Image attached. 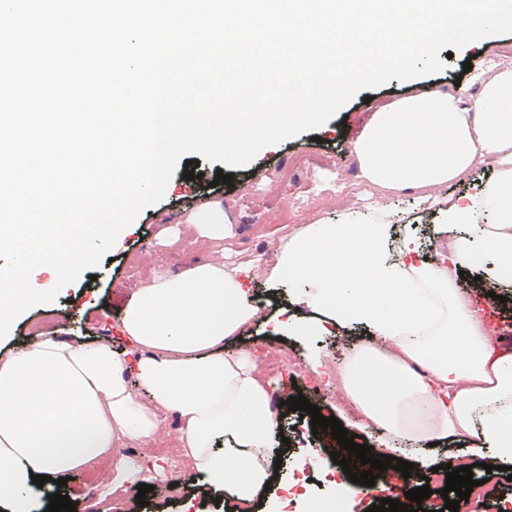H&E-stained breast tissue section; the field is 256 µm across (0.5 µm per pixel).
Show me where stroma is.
Listing matches in <instances>:
<instances>
[{
  "label": "stroma",
  "instance_id": "obj_1",
  "mask_svg": "<svg viewBox=\"0 0 512 512\" xmlns=\"http://www.w3.org/2000/svg\"><path fill=\"white\" fill-rule=\"evenodd\" d=\"M512 48V33L490 35L468 44L454 53L440 51L443 71L409 81L391 80L357 94L346 103L336 116L316 130L278 145L264 148L249 165L243 167L205 163V170H220L232 174L231 184L222 186L220 192L205 191L191 194L183 178L184 166H177L164 199L143 208L127 227L125 240L113 245L106 256L101 257L92 272L82 273L77 282L63 288L55 301L37 305L20 314L6 337L0 338V355L23 348L36 333L54 332L67 340L98 341L108 344L119 353L129 352L130 346L123 337L118 315L132 293L145 284L146 276L164 268L183 272L198 262L224 258L226 251L241 247L254 251L256 242L246 222V214L257 197L275 196L279 207L293 209L294 225L321 221L336 224L342 221L352 204L341 182L362 183L354 144L370 121L374 111L388 107L393 101L412 95L433 91L455 92L456 88L475 93L472 81L475 74L490 72L497 66L512 67V55L503 56L504 47ZM471 63V72H464V63ZM310 152L322 155L325 166L309 174L298 173L293 184L281 183L279 170L287 168L297 154ZM375 205L391 214L395 224L404 226L407 233L415 236L423 252L444 251L446 239L437 237V225L446 223V216L437 207L420 202L415 193H383L371 188ZM208 207L224 211L225 233L223 239L214 241L212 247L197 248L193 236L183 234L186 219L192 213ZM180 234L181 241L172 246L168 238ZM492 261L477 255L475 265L468 275L458 278L461 292L478 309L481 317L496 337L500 346L512 341V284L499 288L498 301H489L484 290L478 289L476 277L490 272ZM98 280V287H91V280ZM255 304L263 306L264 314L245 331L242 347L256 355L278 352L281 357L306 365L311 354L327 357L329 369H336L341 355L354 343L364 340L365 330L352 327L300 338L291 334H278L269 320L270 315H293L288 305V286L268 280L263 271H256L246 278ZM282 432L290 444L281 452L282 464L279 480H286L299 454L316 451L329 445L325 435H313L310 418L299 412H286ZM475 436L462 435L450 438L435 453L440 456L455 454L473 464V475L490 479L498 486L503 500L512 499V481L506 472L486 471L481 464L486 457L475 454ZM113 475L102 468L80 469L61 489L76 505L77 512H235L236 506L229 497L215 494L189 496L183 488L171 487L169 481L154 479V489L146 495V505H139L136 487L127 485L113 490Z\"/></svg>",
  "mask_w": 512,
  "mask_h": 512
}]
</instances>
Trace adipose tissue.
I'll return each mask as SVG.
<instances>
[{"instance_id":"ef3b65f1","label":"adipose tissue","mask_w":512,"mask_h":512,"mask_svg":"<svg viewBox=\"0 0 512 512\" xmlns=\"http://www.w3.org/2000/svg\"><path fill=\"white\" fill-rule=\"evenodd\" d=\"M477 83L473 97L434 91L376 112L354 146L366 180L425 203L478 158L492 161L483 193L448 206L446 260L421 257L410 236L390 251V224L350 217L298 228L268 276L288 280L304 311L287 319L292 335L350 322L370 331L337 375L351 409L388 441L425 448L473 434L499 465L512 464V352L490 344L457 275L480 246L496 260L487 288L512 277V68ZM484 206L493 223H476ZM248 294L217 261L157 272L121 315L134 356L52 334L0 356V504L31 512L35 474L109 465L132 484L171 472L166 460L118 450L152 447L162 411L173 410L190 495L220 488L248 506L271 479L280 427L274 385L248 352L224 351L261 313Z\"/></svg>"}]
</instances>
